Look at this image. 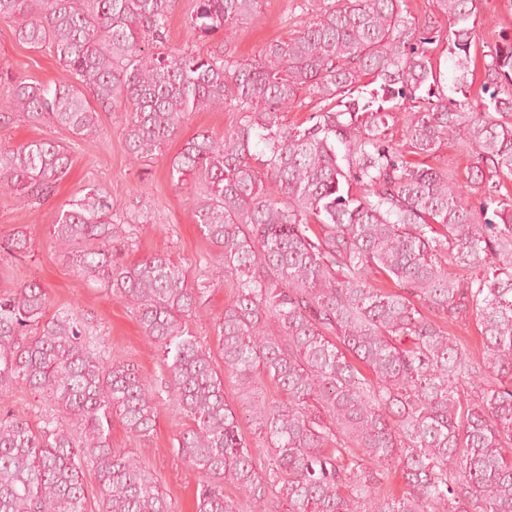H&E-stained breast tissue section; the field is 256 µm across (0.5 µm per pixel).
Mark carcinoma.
<instances>
[{
	"label": "carcinoma",
	"instance_id": "1",
	"mask_svg": "<svg viewBox=\"0 0 512 512\" xmlns=\"http://www.w3.org/2000/svg\"><path fill=\"white\" fill-rule=\"evenodd\" d=\"M436 2L452 20L459 99L439 88L436 37L407 0H328L248 63L166 50L175 0H0L18 41L49 50L63 73L10 85L25 120L91 138L90 101L122 103L126 149L145 159L193 112L239 114L224 136L189 139L171 165L176 183L197 180L194 221L220 257L196 286L169 255L114 263L120 229L97 189L53 226L54 245L115 289L163 351L189 422L175 451L201 478L197 512H234L226 484L259 512H512V197L501 192L512 181V46L482 52V94L467 96L475 0ZM259 7L193 0L189 25L203 38ZM424 88L404 139L387 138L390 112ZM306 99L316 112L288 124ZM458 136L474 153L476 207L448 167L420 161ZM69 165L54 141L0 146V186L41 201ZM29 249L23 231L5 247ZM223 275L234 293L214 332L266 452L261 467L211 348L190 327ZM379 275L395 290L373 287ZM49 302L33 281L0 294V394L23 386L51 408L36 427L0 411V512H89L87 469L98 512H175L150 468L112 447L115 414L132 435L151 436L158 389L134 366L104 361L71 310L46 317ZM470 320L479 362L444 329ZM265 378L282 397L265 395ZM393 459L398 493L381 487Z\"/></svg>",
	"mask_w": 512,
	"mask_h": 512
}]
</instances>
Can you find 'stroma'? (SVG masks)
Returning <instances> with one entry per match:
<instances>
[{"mask_svg":"<svg viewBox=\"0 0 512 512\" xmlns=\"http://www.w3.org/2000/svg\"><path fill=\"white\" fill-rule=\"evenodd\" d=\"M324 0H261L259 12L233 33L200 38L189 27L191 0H178L169 19L168 48H189L202 55H221L249 62L265 47L300 30L303 21L324 7ZM477 32L485 44L512 39V0H476ZM62 71L53 54L19 43L10 22H0V145L22 146L52 140L66 147L71 164L45 201L27 206L11 190L0 187V245L17 231L31 239L29 253L12 257L0 252V293L26 281L44 285L50 311L70 308L93 330L101 342L103 358L134 364L149 382L164 381L163 353L142 332L133 309L103 284L77 269L52 243L51 231L58 212L95 188L108 194L121 214L145 213L146 220L131 237L112 241L115 261L132 264L156 252L172 256L196 283L207 274L216 250L202 236L192 216L197 192L194 180L175 185L171 163L184 143L201 131L222 136L238 115L231 108L192 113L178 134L153 157L136 160L124 144L121 114L101 112L100 133L81 139L71 131L45 120L30 123L7 119L8 87L12 80L49 84ZM232 298L228 281L214 283L192 320V330L210 347H217L213 324ZM186 426L173 402L160 403L153 435L139 438L127 432L120 419L112 421V445L137 454L171 496L175 512H196L198 475L176 454L177 436Z\"/></svg>","mask_w":512,"mask_h":512,"instance_id":"1","label":"stroma"}]
</instances>
